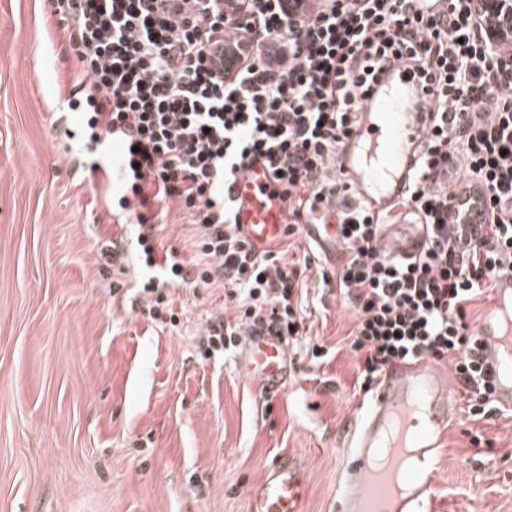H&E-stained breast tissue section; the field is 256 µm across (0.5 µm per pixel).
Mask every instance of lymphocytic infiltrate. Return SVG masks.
<instances>
[{"mask_svg":"<svg viewBox=\"0 0 512 512\" xmlns=\"http://www.w3.org/2000/svg\"><path fill=\"white\" fill-rule=\"evenodd\" d=\"M45 0L78 64L103 136L132 130L137 224L177 205L197 228L192 288L222 284L232 318L212 315L203 359L235 353L247 330L302 335L309 260L302 225L332 224L344 259L321 275L355 320L347 343L370 392L386 369L423 357L451 364L470 420L491 415L492 384L473 307L512 271V80L485 46L476 0ZM236 32L235 75L215 64ZM404 62L422 140L406 190L378 215L336 161L382 80ZM264 159L288 214L263 251L242 237L225 191ZM423 235L410 256L385 253L387 227Z\"/></svg>","mask_w":512,"mask_h":512,"instance_id":"lymphocytic-infiltrate-1","label":"lymphocytic infiltrate"}]
</instances>
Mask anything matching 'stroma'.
Masks as SVG:
<instances>
[{
  "label": "stroma",
  "mask_w": 512,
  "mask_h": 512,
  "mask_svg": "<svg viewBox=\"0 0 512 512\" xmlns=\"http://www.w3.org/2000/svg\"><path fill=\"white\" fill-rule=\"evenodd\" d=\"M39 0H0V512H247L276 460L307 474L305 512H332L347 460L341 433L365 405L346 334L352 308L320 288L311 261L307 333L288 347L291 380L266 399L242 354L201 361L197 338L227 309L223 287L172 292L178 326L133 309L130 281L102 252L118 229L97 218L44 106L76 64L40 67ZM195 228L170 208L159 253L194 259ZM334 349L317 365L312 344ZM487 443L473 447L471 433ZM430 512H512V414L449 426Z\"/></svg>",
  "instance_id": "35a3bbf8"
}]
</instances>
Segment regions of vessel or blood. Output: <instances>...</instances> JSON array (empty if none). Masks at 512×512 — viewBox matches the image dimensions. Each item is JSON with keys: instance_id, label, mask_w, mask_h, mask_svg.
<instances>
[{"instance_id": "obj_1", "label": "vessel or blood", "mask_w": 512, "mask_h": 512, "mask_svg": "<svg viewBox=\"0 0 512 512\" xmlns=\"http://www.w3.org/2000/svg\"><path fill=\"white\" fill-rule=\"evenodd\" d=\"M74 87L53 94L52 111L61 113L57 136L64 155L73 160L104 150L108 166L95 168L93 191L100 202L119 195L120 208L112 215L121 226L122 256L126 268L137 269L147 285L166 282L162 263L147 261L144 228L134 222L137 199L128 191L130 171L125 150L126 135L89 142L73 124ZM421 123L413 112L404 82L387 84L368 104L364 121L355 129L338 160L353 182L355 194L374 212H381L400 195L419 141ZM270 170L261 161L249 164L229 184L235 220L255 250L265 249L286 226L285 208ZM489 308L479 320L476 333L483 346V361L492 385L496 410L512 413V272L494 283ZM246 364L263 393L282 391L289 379L286 337L260 328L245 340ZM460 408L454 390L447 385L431 359L401 364L387 370L347 441V466L336 494L337 512H374L385 501L389 512H428L433 497L443 435L458 421ZM397 448L388 466L376 468L374 456L382 441ZM419 450L418 466L406 467L401 449ZM308 485L301 466L292 459L269 467L250 490L248 512H305Z\"/></svg>"}]
</instances>
